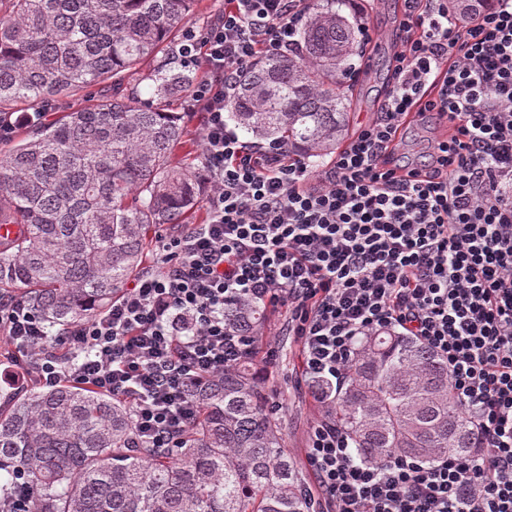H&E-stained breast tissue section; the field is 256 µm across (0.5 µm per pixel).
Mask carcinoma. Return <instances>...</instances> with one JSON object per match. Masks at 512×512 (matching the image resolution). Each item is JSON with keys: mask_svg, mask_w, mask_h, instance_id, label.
Wrapping results in <instances>:
<instances>
[{"mask_svg": "<svg viewBox=\"0 0 512 512\" xmlns=\"http://www.w3.org/2000/svg\"><path fill=\"white\" fill-rule=\"evenodd\" d=\"M195 0H0V109L102 88L96 103L33 125L0 152V291L18 295L62 334L112 302L139 273L160 224H183L207 175L173 164L184 136L170 106L194 74L159 63L150 97L119 91L124 75L173 48ZM358 24L336 0H314L299 49L261 56L233 91L228 118L318 164L348 135V91L338 80L358 54ZM257 302L224 309L255 334ZM245 360L195 387L200 418L185 447L136 446L124 400L63 383L0 405V482L25 472L29 512H307L305 484ZM354 458L395 454L432 463L474 447L448 363L412 336L361 338L333 405Z\"/></svg>", "mask_w": 512, "mask_h": 512, "instance_id": "obj_1", "label": "carcinoma"}]
</instances>
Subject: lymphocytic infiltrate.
<instances>
[{
    "instance_id": "lymphocytic-infiltrate-1",
    "label": "lymphocytic infiltrate",
    "mask_w": 512,
    "mask_h": 512,
    "mask_svg": "<svg viewBox=\"0 0 512 512\" xmlns=\"http://www.w3.org/2000/svg\"><path fill=\"white\" fill-rule=\"evenodd\" d=\"M312 0H224L202 39L191 98L211 174L207 220L162 239L151 269L108 308L50 341L0 295V335L26 381L71 382L130 402L145 448L183 447L200 385L273 351L224 319L259 302L298 346L299 382L323 416L310 429L316 512H512V0L474 11L404 0L400 49L377 120L314 176L277 143L248 144L224 104L262 55H288ZM447 116L424 167L399 164L412 117ZM391 328L448 362L477 428L467 454L354 461L317 385H343L361 336Z\"/></svg>"
}]
</instances>
